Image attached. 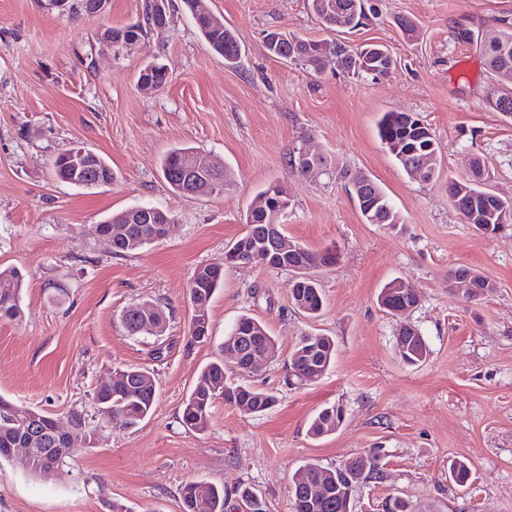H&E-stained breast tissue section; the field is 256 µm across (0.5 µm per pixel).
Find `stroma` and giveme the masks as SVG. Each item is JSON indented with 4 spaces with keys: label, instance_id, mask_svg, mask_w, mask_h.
Masks as SVG:
<instances>
[{
    "label": "stroma",
    "instance_id": "1",
    "mask_svg": "<svg viewBox=\"0 0 512 512\" xmlns=\"http://www.w3.org/2000/svg\"><path fill=\"white\" fill-rule=\"evenodd\" d=\"M169 3L164 31L113 47L102 32L141 22L144 0H109L97 14L0 0V268L24 277L21 321L0 320V397L60 417L85 411L95 430L56 480L33 478L22 457L0 461V512H181L180 491L193 481L246 485L267 512H293L300 465L334 468L369 454L380 476L357 486L353 512H384L392 496L412 512H512V222L483 234L448 198L449 179L478 159L493 191L512 199V115L487 104L500 87L483 55L487 36L512 30V0H368L372 14L344 40L386 45L393 64L355 78L331 62L313 71L267 53L273 30L323 37L308 0H204L238 39L233 65L208 47L182 0ZM402 17L418 26L417 40L402 35ZM152 62L168 81L146 92L138 77ZM388 111L429 125L442 178L413 181L385 151L377 121ZM177 146L226 166L234 191L173 193L161 161ZM76 147L109 164L111 184L58 179L56 158ZM308 149L327 165L301 172L295 158ZM356 172L387 193L402 218L396 229L365 223L347 191ZM272 182L291 199L288 237L337 252L336 265L314 272L325 306L314 319L298 313L290 272L225 267L210 336L192 342L193 273L223 265L247 208ZM134 206L168 212V236L132 252L99 246L98 222ZM460 267L479 270L494 292L472 301L450 291ZM395 278L419 296L403 320L377 302ZM146 300L165 311L164 334L127 335L122 312ZM244 314L276 340L275 357L249 382L277 402L250 414L219 400L209 429L188 431L183 403ZM404 322L429 345L422 365L397 357ZM308 333L332 337L335 359L320 380L292 386L288 359ZM127 367L149 371L159 389L133 428L101 419L91 399ZM332 405L344 410L341 424L312 437L310 421ZM455 460L469 465L468 486L452 480Z\"/></svg>",
    "mask_w": 512,
    "mask_h": 512
}]
</instances>
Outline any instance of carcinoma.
<instances>
[{
	"label": "carcinoma",
	"mask_w": 512,
	"mask_h": 512,
	"mask_svg": "<svg viewBox=\"0 0 512 512\" xmlns=\"http://www.w3.org/2000/svg\"><path fill=\"white\" fill-rule=\"evenodd\" d=\"M364 0H309L312 13L328 31L349 32L362 24L366 18L362 3ZM197 28L208 46L224 57L228 64L237 62L241 47L232 30L224 25H214L207 14L195 6V0H184ZM332 42L341 49L338 68L351 75L365 71L363 63L381 70L393 62L388 49L380 44L367 43L351 46L338 40L325 38L308 40L288 32H271L266 36L267 52L278 59L291 61L317 69L320 61L318 50L324 43ZM486 64L499 81L511 86V89L498 96L496 111L512 114V32H506L485 46ZM419 116L409 118L405 112H385L378 121L377 129L381 144L397 160L406 174L423 183H432L440 176V163H434L429 174L417 175L421 168L423 151L435 158L441 157L442 148L428 125L414 126ZM196 150L191 147H175L163 158L162 173L171 189L184 193L182 183L183 170L189 164V158ZM491 178L485 163L475 161L472 174L461 181L466 188L462 200L468 210V223L482 227L484 232L492 234L501 224L502 212L512 209V201L503 199L486 188ZM349 192L356 206L368 224H384L391 229L402 223L401 216L395 210L385 191L374 180L361 173L350 176ZM266 198V204L250 205L245 216V231L226 250L224 264H238L236 255L241 246L248 245L252 251L250 260L254 264H264L261 254L263 228L276 220L275 202L284 208L290 205V199L281 185H267L257 193ZM112 223L99 224L96 237L108 245L113 252L129 251L127 242L139 240L146 247L161 239L160 226L170 220L167 212L155 207L138 206L118 211L110 216ZM311 263V268L330 267L337 261L332 249L321 252L307 247L289 259ZM0 282L7 287L0 288V319L19 320L22 309L20 293L23 287L22 275L13 268L0 269ZM224 283V269L211 265L198 267L189 284V297L202 318L192 319L189 335L192 340L201 342L210 333L209 302L215 291ZM293 305L302 314L313 317L323 307V294L316 279L305 281L303 287L292 293ZM380 304L391 315L403 318L405 311L412 307V298L401 294L386 284L379 295ZM164 312L151 301L132 305L122 314V325L130 336H149L151 327L164 321ZM421 333H413L404 323L397 336V355L406 365H417L427 358L429 348L422 347ZM276 347V341L268 329L257 319L240 316L229 334L224 338L223 349L237 348L241 351H265ZM315 349L320 357L319 369L314 377L321 378L331 365L335 356V343L327 336L305 334L301 336L290 356L291 375L294 379L309 375L308 349ZM245 409L251 413H262L276 403L275 396L257 390L254 387L228 381L224 370V356H219L207 364L199 373L196 385L185 400L180 416L182 426L189 430L204 432L209 428L211 409L216 400ZM95 413L101 417L120 419L127 424L143 421L152 411L157 400V388L149 372L139 368H128L120 376L105 386L94 389L92 396ZM34 408L18 405L0 397V460L10 456V449L18 447L19 424ZM342 408L332 406L322 409L312 420L309 431L315 437H323L336 430V422L342 421ZM379 474L377 460L374 457L358 456L345 462L336 469H328L315 463H305L298 467L292 477V497L294 512H336V503L352 498L359 482ZM310 486L321 488V498L307 501L302 493ZM182 512H228V509H240L242 512H266L262 499L248 487H238L231 492L224 491L204 481L185 484L180 492Z\"/></svg>",
	"instance_id": "carcinoma-1"
}]
</instances>
